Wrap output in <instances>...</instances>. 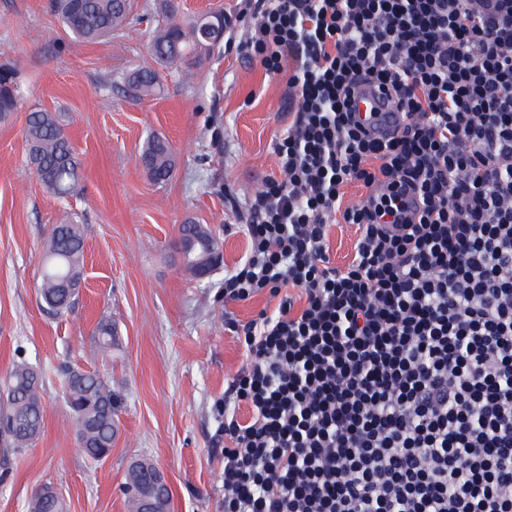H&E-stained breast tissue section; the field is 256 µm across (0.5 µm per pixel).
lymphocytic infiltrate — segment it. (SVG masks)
I'll use <instances>...</instances> for the list:
<instances>
[{
  "label": "lymphocytic infiltrate",
  "instance_id": "lymphocytic-infiltrate-1",
  "mask_svg": "<svg viewBox=\"0 0 512 512\" xmlns=\"http://www.w3.org/2000/svg\"><path fill=\"white\" fill-rule=\"evenodd\" d=\"M253 3L299 108L224 277L278 301L226 323L224 512H512V0ZM363 85L404 118L387 141ZM327 238L331 260L338 266L347 263L358 238L357 227L353 224H332Z\"/></svg>",
  "mask_w": 512,
  "mask_h": 512
}]
</instances>
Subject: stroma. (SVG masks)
<instances>
[{
    "label": "stroma",
    "mask_w": 512,
    "mask_h": 512,
    "mask_svg": "<svg viewBox=\"0 0 512 512\" xmlns=\"http://www.w3.org/2000/svg\"><path fill=\"white\" fill-rule=\"evenodd\" d=\"M131 23L112 39L78 43L61 30L50 0H0V69H14L24 101L0 122V379L19 361L43 378L44 430L19 454L0 453V512H29L35 489L53 485L66 512H127L130 462L153 461L171 491L170 512H224V388L245 362L224 321L247 322L268 304L224 298V275L248 252L246 213L278 170L272 142L295 118L286 79L266 76L239 46L217 47L194 64L158 65L147 35L162 17L156 0H132ZM156 70L154 96L127 83ZM61 113L82 160V189L60 199L33 174L27 116ZM176 157L171 178L153 183L140 162L149 135ZM78 218L85 283L71 309L39 295V257L53 225ZM209 227L223 261L197 280L174 248L181 224ZM118 333L110 357H94L95 327ZM108 378L119 433L109 457L81 452L63 402V365Z\"/></svg>",
    "instance_id": "35a3bbf8"
}]
</instances>
